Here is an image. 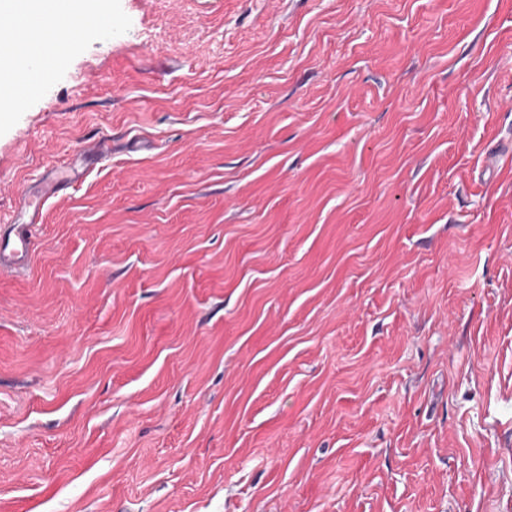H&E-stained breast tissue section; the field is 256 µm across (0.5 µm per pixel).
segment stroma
I'll return each instance as SVG.
<instances>
[{
  "instance_id": "obj_1",
  "label": "stroma",
  "mask_w": 512,
  "mask_h": 512,
  "mask_svg": "<svg viewBox=\"0 0 512 512\" xmlns=\"http://www.w3.org/2000/svg\"><path fill=\"white\" fill-rule=\"evenodd\" d=\"M0 114V512H512V0H102ZM108 137L112 154H91ZM32 215L28 222L10 224L7 233L2 232L0 226V271L20 273L30 265L34 246V228L39 215L41 203L37 200L29 201Z\"/></svg>"
}]
</instances>
